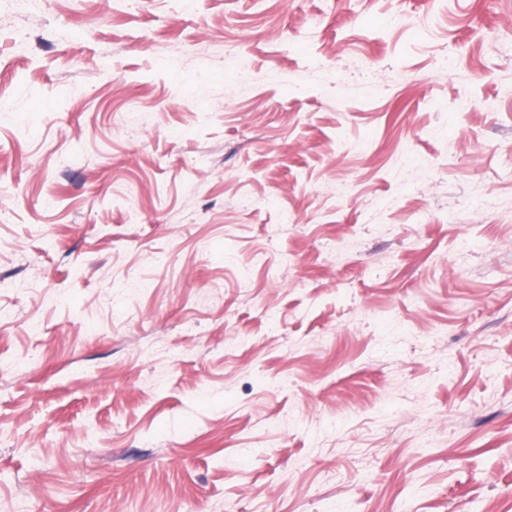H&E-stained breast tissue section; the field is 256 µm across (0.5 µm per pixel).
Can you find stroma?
Segmentation results:
<instances>
[{
  "mask_svg": "<svg viewBox=\"0 0 512 512\" xmlns=\"http://www.w3.org/2000/svg\"><path fill=\"white\" fill-rule=\"evenodd\" d=\"M511 37L0 0V512H512Z\"/></svg>",
  "mask_w": 512,
  "mask_h": 512,
  "instance_id": "1",
  "label": "stroma"
}]
</instances>
